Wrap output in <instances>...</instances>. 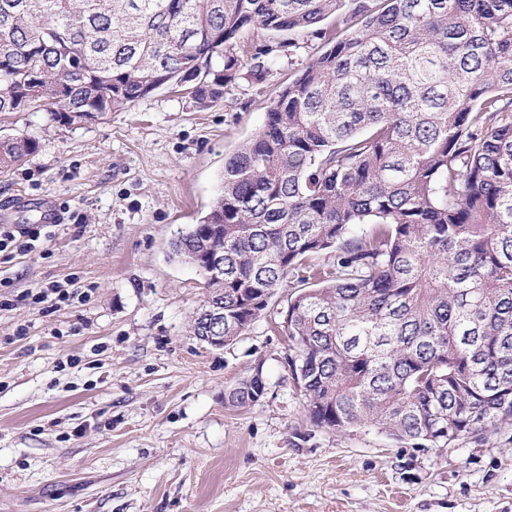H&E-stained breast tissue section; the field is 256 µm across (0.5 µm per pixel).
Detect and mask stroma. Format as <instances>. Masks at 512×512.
<instances>
[{
    "label": "stroma",
    "mask_w": 512,
    "mask_h": 512,
    "mask_svg": "<svg viewBox=\"0 0 512 512\" xmlns=\"http://www.w3.org/2000/svg\"><path fill=\"white\" fill-rule=\"evenodd\" d=\"M237 41L271 52L242 56L205 110L161 90L75 128L0 116V136L40 142L0 173V226L41 227L33 251L0 258V512H512V426L414 448L310 424L277 328L291 288L231 344L194 336L207 291L171 243L320 49L305 37L290 56L253 27ZM55 283L78 299L21 302ZM257 370L264 398L225 406Z\"/></svg>",
    "instance_id": "obj_1"
}]
</instances>
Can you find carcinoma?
I'll return each mask as SVG.
<instances>
[{
    "label": "carcinoma",
    "mask_w": 512,
    "mask_h": 512,
    "mask_svg": "<svg viewBox=\"0 0 512 512\" xmlns=\"http://www.w3.org/2000/svg\"><path fill=\"white\" fill-rule=\"evenodd\" d=\"M248 27L323 47L173 242L224 342L294 276L281 330L313 425L414 448L511 425L512 0H0V114L102 120L161 74L207 108ZM38 148L0 139V171ZM260 400L249 376L224 393Z\"/></svg>",
    "instance_id": "1"
}]
</instances>
